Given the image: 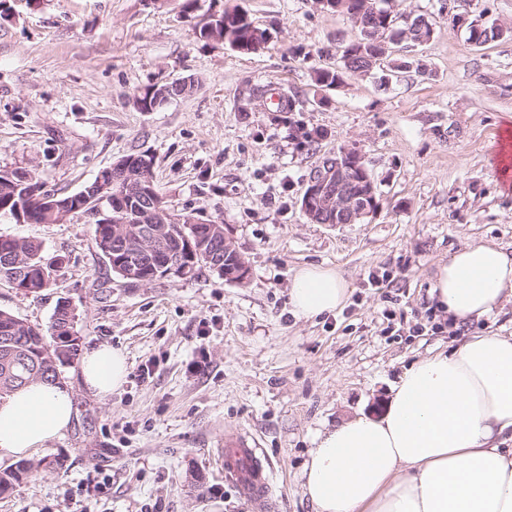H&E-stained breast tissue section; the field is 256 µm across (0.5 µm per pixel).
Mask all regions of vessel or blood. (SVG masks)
<instances>
[{
    "label": "vessel or blood",
    "instance_id": "b4317fda",
    "mask_svg": "<svg viewBox=\"0 0 512 512\" xmlns=\"http://www.w3.org/2000/svg\"><path fill=\"white\" fill-rule=\"evenodd\" d=\"M224 478L236 487L252 512H266L272 495V471L247 435L230 432L224 437L220 455Z\"/></svg>",
    "mask_w": 512,
    "mask_h": 512
}]
</instances>
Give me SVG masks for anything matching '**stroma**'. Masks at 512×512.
I'll return each mask as SVG.
<instances>
[{
    "instance_id": "stroma-1",
    "label": "stroma",
    "mask_w": 512,
    "mask_h": 512,
    "mask_svg": "<svg viewBox=\"0 0 512 512\" xmlns=\"http://www.w3.org/2000/svg\"><path fill=\"white\" fill-rule=\"evenodd\" d=\"M184 2L0 0V167L71 194L123 156L151 155L167 207L228 228L252 272L244 284L206 266L130 284L104 262L87 217L1 216L0 234L39 241L65 264L37 292L0 283V309L45 329L70 301L81 352L122 350L128 376L100 397L79 362L61 366L71 425L31 455L32 475L0 495V512H250L219 463L233 430L270 464V512H313L302 470L316 435L379 414L403 367L461 337L429 296L438 265L475 239L512 252L495 138L512 130V0H402L435 25L407 49L409 69L387 58L330 89L313 71L335 65L351 37L345 14L314 0H194L187 12ZM236 7L271 32L260 53L200 38L210 14ZM459 15L504 34L471 45ZM180 78L190 92L137 109L140 90ZM256 86L292 98L291 111L269 112ZM342 147L362 151L378 209L360 224L311 222L310 171ZM305 264L343 274V308L293 316Z\"/></svg>"
}]
</instances>
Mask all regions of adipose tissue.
Here are the masks:
<instances>
[{
  "instance_id": "adipose-tissue-1",
  "label": "adipose tissue",
  "mask_w": 512,
  "mask_h": 512,
  "mask_svg": "<svg viewBox=\"0 0 512 512\" xmlns=\"http://www.w3.org/2000/svg\"><path fill=\"white\" fill-rule=\"evenodd\" d=\"M348 283L317 264L297 269L296 318L341 308ZM431 296L455 326L512 299V255L474 240L438 266ZM125 354L108 345L82 359L86 387L105 397L122 387ZM378 418L360 416L318 433L303 469L314 512H512V335L463 337L404 368ZM68 389L41 382L0 400V459L49 447L68 430Z\"/></svg>"
}]
</instances>
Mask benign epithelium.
Here are the masks:
<instances>
[{
  "mask_svg": "<svg viewBox=\"0 0 512 512\" xmlns=\"http://www.w3.org/2000/svg\"><path fill=\"white\" fill-rule=\"evenodd\" d=\"M383 13L385 22L373 26L366 21L370 14ZM353 24L355 38L368 43L376 49L370 64L376 62L387 54L398 52L397 45L410 40L409 29L400 31L392 28V24L400 21L407 26L411 25V17L399 11V7L388 0L381 4L378 0H366L362 7L347 12ZM190 83V79L183 78L163 86H154L151 92L156 94L157 104L163 105L173 98L172 90ZM364 160L362 153L355 148H345L335 160L321 159L315 166L307 189L301 200L303 213L311 220H319L324 224H359L374 215L378 208L377 189L375 183L369 178L356 179L354 171ZM137 167L138 175L127 171L98 175L92 185L76 193L75 199L83 202V206L90 208V217L99 219L103 224L112 223V217L106 215L104 202L112 197V183L126 181L130 189V201H145L147 208L144 215L151 218L154 224H202L200 218L188 217L186 219L171 213L165 206L162 198L155 190L151 181L153 161L140 155L130 159ZM48 207H55L52 198L46 194L33 195L26 208L14 209V215L19 220L29 223L35 222ZM186 249L197 248L198 255L214 267L220 263L213 260L217 252L213 246L217 240L224 239V253L233 255L230 267L224 268V278L232 282L245 283L250 277V267L245 257L239 252L233 238L216 226L209 227L208 236L202 237L194 232L190 235L181 233ZM147 263L152 267V278L166 277L175 274L187 277L193 274L189 266L182 264L181 248H173L169 237L164 232L149 240L146 248Z\"/></svg>",
  "mask_w": 512,
  "mask_h": 512,
  "instance_id": "benign-epithelium-1",
  "label": "benign epithelium"
}]
</instances>
